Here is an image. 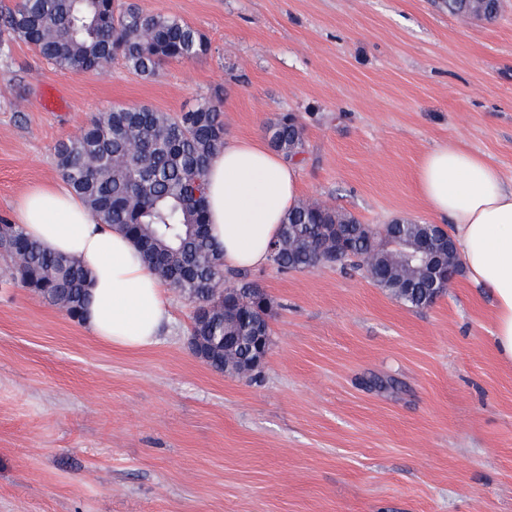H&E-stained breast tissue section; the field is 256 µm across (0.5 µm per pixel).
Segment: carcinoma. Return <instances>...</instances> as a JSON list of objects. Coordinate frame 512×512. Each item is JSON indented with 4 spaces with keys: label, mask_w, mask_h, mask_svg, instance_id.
I'll return each instance as SVG.
<instances>
[{
    "label": "carcinoma",
    "mask_w": 512,
    "mask_h": 512,
    "mask_svg": "<svg viewBox=\"0 0 512 512\" xmlns=\"http://www.w3.org/2000/svg\"><path fill=\"white\" fill-rule=\"evenodd\" d=\"M448 14L498 18L502 0H443ZM35 48L64 69L100 71L116 57L141 77L165 62L208 53L204 34L182 19L144 10L135 0H14L0 3V54L16 42ZM269 144L287 159L305 150L303 129L291 113L266 127ZM224 147L221 103L206 101L173 116L146 106H117L94 116L55 147L57 167L72 190L105 224L132 239L147 263L178 290L194 312L189 335L213 370L247 377L259 372L254 337L270 338V301L250 273L224 285L223 254L213 245L204 198L212 157ZM448 244L431 224L396 219L379 235L343 209L302 201L281 224L269 261L282 272L333 264L360 267L377 287L411 308L444 292L442 274L406 261L420 238ZM3 239L12 277L52 306L81 318L88 272L52 253L10 224ZM373 263H365L366 256Z\"/></svg>",
    "instance_id": "carcinoma-1"
}]
</instances>
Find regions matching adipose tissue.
<instances>
[{
    "instance_id": "adipose-tissue-1",
    "label": "adipose tissue",
    "mask_w": 512,
    "mask_h": 512,
    "mask_svg": "<svg viewBox=\"0 0 512 512\" xmlns=\"http://www.w3.org/2000/svg\"><path fill=\"white\" fill-rule=\"evenodd\" d=\"M416 192L446 220L469 281L494 300L493 346L512 365V187L483 155L447 144L426 152ZM298 170L261 139H230L210 161L206 197L224 266H263L285 213L297 203ZM18 224L48 250L72 256L93 276L83 323L114 348L153 345L171 319L165 285L121 232L95 217L63 183L38 185L15 203Z\"/></svg>"
}]
</instances>
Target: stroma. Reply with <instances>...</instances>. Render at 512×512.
Here are the masks:
<instances>
[{
	"label": "stroma",
	"instance_id": "1",
	"mask_svg": "<svg viewBox=\"0 0 512 512\" xmlns=\"http://www.w3.org/2000/svg\"><path fill=\"white\" fill-rule=\"evenodd\" d=\"M207 55L142 78L114 59L0 56V223L62 178L55 147L114 106L173 115L221 100L229 138L294 113L301 197L363 223L428 224L414 173L454 143L512 186V0L492 23L442 0H139ZM251 277L271 301L257 378L196 358L193 306L139 351L113 348L13 280L0 258V512H512V366L493 299L456 277L414 309L361 271Z\"/></svg>",
	"mask_w": 512,
	"mask_h": 512
}]
</instances>
